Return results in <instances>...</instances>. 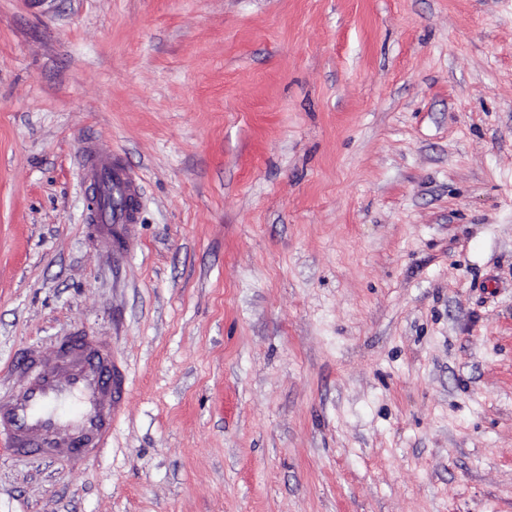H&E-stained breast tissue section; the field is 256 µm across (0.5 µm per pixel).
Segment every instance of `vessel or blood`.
Masks as SVG:
<instances>
[{
  "label": "vessel or blood",
  "instance_id": "b4317fda",
  "mask_svg": "<svg viewBox=\"0 0 512 512\" xmlns=\"http://www.w3.org/2000/svg\"><path fill=\"white\" fill-rule=\"evenodd\" d=\"M84 177L104 201L90 219L104 227L135 224L140 186L118 159L87 146ZM8 373L23 384L0 392V446L13 454L36 453L82 461L112 445V409L122 386L112 352L99 340L75 336L46 355L28 348L10 362Z\"/></svg>",
  "mask_w": 512,
  "mask_h": 512
}]
</instances>
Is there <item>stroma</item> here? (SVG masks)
Masks as SVG:
<instances>
[{"instance_id":"35a3bbf8","label":"stroma","mask_w":512,"mask_h":512,"mask_svg":"<svg viewBox=\"0 0 512 512\" xmlns=\"http://www.w3.org/2000/svg\"><path fill=\"white\" fill-rule=\"evenodd\" d=\"M73 333L112 446L0 512H512V0H0V369ZM84 178L91 185L96 184L105 204L91 210L93 224L112 227V224L139 223L137 200L140 186L131 171L116 157L99 152L94 145L88 144L81 163ZM112 197L118 200V206H112ZM136 201L131 205L130 201ZM123 201L126 204H123Z\"/></svg>"}]
</instances>
